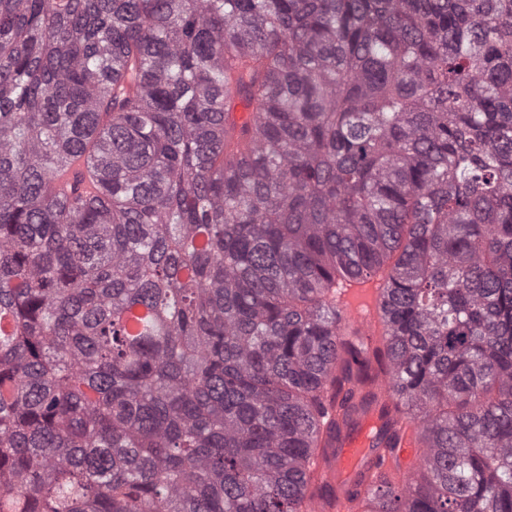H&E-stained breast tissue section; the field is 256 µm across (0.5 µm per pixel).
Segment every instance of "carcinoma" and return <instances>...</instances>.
I'll list each match as a JSON object with an SVG mask.
<instances>
[{
	"label": "carcinoma",
	"mask_w": 512,
	"mask_h": 512,
	"mask_svg": "<svg viewBox=\"0 0 512 512\" xmlns=\"http://www.w3.org/2000/svg\"><path fill=\"white\" fill-rule=\"evenodd\" d=\"M1 316L0 512H512V0H0ZM380 293L376 285L351 288L341 298L338 308L347 323L358 328L363 336H380ZM378 425L373 411L360 414L356 425L331 441V449L317 460L318 478L335 485H350L367 459ZM405 434L397 449L392 456L389 457L388 461L384 463V468H395L398 467L402 473H407L413 465V458L416 455L417 444L414 439V434L411 425L407 422H403ZM352 504L343 492H338L336 497L328 500L311 499L308 501L310 512H349Z\"/></svg>",
	"instance_id": "carcinoma-1"
}]
</instances>
